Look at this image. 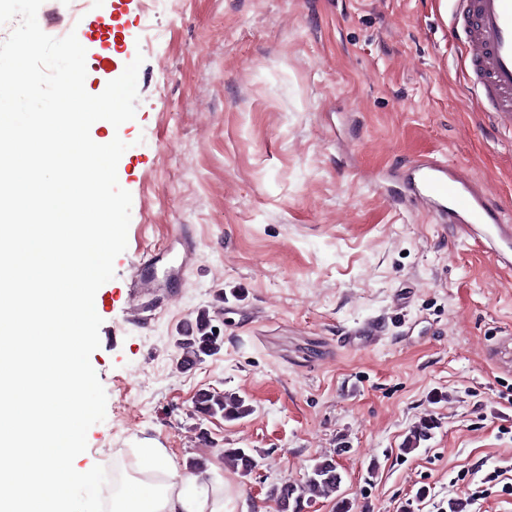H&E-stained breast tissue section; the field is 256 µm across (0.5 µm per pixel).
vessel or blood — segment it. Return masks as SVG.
<instances>
[{"label":"vessel or blood","instance_id":"vessel-or-blood-1","mask_svg":"<svg viewBox=\"0 0 512 512\" xmlns=\"http://www.w3.org/2000/svg\"><path fill=\"white\" fill-rule=\"evenodd\" d=\"M455 25L464 35V64L472 84L482 89L483 111L512 124V0H448ZM413 198L429 214L451 224L465 240L490 252L500 271L512 273V225L479 192L468 175L444 161L426 159L410 170ZM162 252L143 255L131 282L130 310L140 314V300L156 285Z\"/></svg>","mask_w":512,"mask_h":512}]
</instances>
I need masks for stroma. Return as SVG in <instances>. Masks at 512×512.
Returning a JSON list of instances; mask_svg holds the SVG:
<instances>
[{"mask_svg": "<svg viewBox=\"0 0 512 512\" xmlns=\"http://www.w3.org/2000/svg\"><path fill=\"white\" fill-rule=\"evenodd\" d=\"M103 13L117 40L86 44L87 90L144 62L136 117L118 131L127 248L96 293L106 417L75 467L132 473L149 437L177 476L210 465L229 512H267L272 486L324 457L342 482L306 512L340 499L435 512L485 481L464 512H512L491 482L512 469V280L450 225L384 196L439 159L512 223V126L468 99L448 0H44L37 20L61 38ZM179 224L196 242L183 280L132 316L142 245L165 249ZM202 313L221 348L181 364L176 340ZM367 320L383 322L379 344L345 347ZM203 390L248 414L199 413ZM226 448L256 469L225 466Z\"/></svg>", "mask_w": 512, "mask_h": 512, "instance_id": "obj_1", "label": "stroma"}]
</instances>
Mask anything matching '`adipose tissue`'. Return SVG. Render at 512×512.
Here are the masks:
<instances>
[{
  "mask_svg": "<svg viewBox=\"0 0 512 512\" xmlns=\"http://www.w3.org/2000/svg\"><path fill=\"white\" fill-rule=\"evenodd\" d=\"M136 472L112 495V512H225L224 495L200 472L179 479L165 449L145 442Z\"/></svg>",
  "mask_w": 512,
  "mask_h": 512,
  "instance_id": "adipose-tissue-1",
  "label": "adipose tissue"
}]
</instances>
